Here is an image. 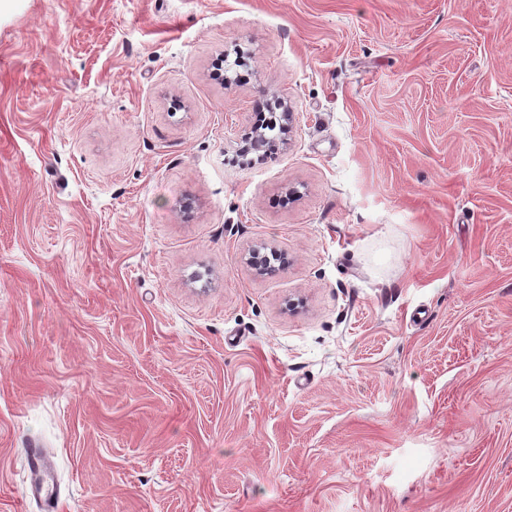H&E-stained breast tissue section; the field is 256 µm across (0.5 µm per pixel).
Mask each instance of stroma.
I'll return each mask as SVG.
<instances>
[{"label": "stroma", "instance_id": "1", "mask_svg": "<svg viewBox=\"0 0 512 512\" xmlns=\"http://www.w3.org/2000/svg\"><path fill=\"white\" fill-rule=\"evenodd\" d=\"M31 441L60 512H512V0H9L0 512Z\"/></svg>", "mask_w": 512, "mask_h": 512}]
</instances>
